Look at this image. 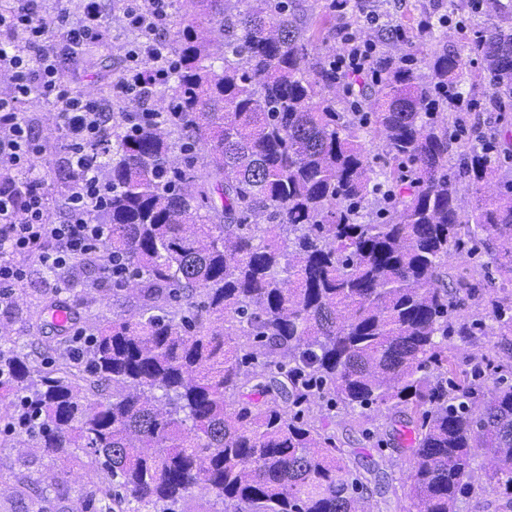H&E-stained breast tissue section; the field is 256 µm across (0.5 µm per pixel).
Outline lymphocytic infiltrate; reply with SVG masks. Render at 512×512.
Returning a JSON list of instances; mask_svg holds the SVG:
<instances>
[{
	"label": "lymphocytic infiltrate",
	"mask_w": 512,
	"mask_h": 512,
	"mask_svg": "<svg viewBox=\"0 0 512 512\" xmlns=\"http://www.w3.org/2000/svg\"><path fill=\"white\" fill-rule=\"evenodd\" d=\"M170 6L171 0H124L127 26L145 38L126 50L128 78L115 86L120 96L139 99L149 81L164 74L161 33L169 23ZM0 31L9 35L0 42V71L11 84L9 94L0 97V306L10 305L33 264L62 286L79 260L95 256L100 283L111 284L114 265L104 246L112 227L93 218L104 211L110 188L89 147L100 141L112 115L96 93L72 92L61 78L64 59L104 40L101 0H83L77 17L63 10L43 13L38 0H11L0 7ZM345 45L336 57L338 73L354 81L374 78V46L352 34ZM34 97L53 105L56 123L66 135L60 163L67 181L58 196L38 168L46 147L37 142L21 110ZM53 197L64 213L57 223L49 219Z\"/></svg>",
	"instance_id": "obj_1"
}]
</instances>
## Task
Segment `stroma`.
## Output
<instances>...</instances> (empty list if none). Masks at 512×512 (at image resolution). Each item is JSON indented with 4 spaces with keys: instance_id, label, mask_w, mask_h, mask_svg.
I'll list each match as a JSON object with an SVG mask.
<instances>
[{
    "instance_id": "obj_1",
    "label": "stroma",
    "mask_w": 512,
    "mask_h": 512,
    "mask_svg": "<svg viewBox=\"0 0 512 512\" xmlns=\"http://www.w3.org/2000/svg\"><path fill=\"white\" fill-rule=\"evenodd\" d=\"M328 0H294L296 9L309 29H321L322 34L313 46V55L339 53L344 49L345 28L364 30L377 45L381 58L398 59L414 53V69L424 73L423 57L435 45L436 37H444L450 45L462 47L471 34L489 23H505L512 27V19H502L491 0H484L481 10H473L470 0H460L458 7H450L448 0H358L357 8L337 14L335 23L324 21ZM109 26V40L114 45L111 58L94 63L70 64L64 72L72 87L94 90L102 85L111 60L123 59L124 45L137 41L138 35L127 27L113 0H102ZM431 18L433 34L420 31L424 18ZM401 27L404 40L389 38L394 27ZM478 64H471L465 74V88L472 94L478 107L461 110L449 124L459 144L457 154H464L470 146L496 143L500 152L512 150V111L501 113L492 109L484 88L473 79ZM100 276L97 265L82 262L76 266V277L64 289L52 288L48 276L31 271L25 284L18 288L10 307L0 308V333L9 347L31 352L37 362L56 363L59 347L58 330L52 323L35 326L27 317L29 309L61 302L76 316L75 331L86 334L112 317L137 315L140 301L137 290L127 296L111 297L96 288ZM317 418L335 437L347 464L366 482L370 491L372 512H399L398 495L410 469L408 444L403 439L404 415L401 408L381 410L368 415L347 413L339 409H322ZM90 458L83 450L72 449L67 462L49 457L30 458L26 442L15 436L0 434V512H80L85 500L93 495L95 486L86 472ZM60 475L69 486L66 497L59 498L47 492L50 477Z\"/></svg>"
}]
</instances>
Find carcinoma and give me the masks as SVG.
<instances>
[{"label": "carcinoma", "mask_w": 512, "mask_h": 512, "mask_svg": "<svg viewBox=\"0 0 512 512\" xmlns=\"http://www.w3.org/2000/svg\"><path fill=\"white\" fill-rule=\"evenodd\" d=\"M189 2L173 68L149 91L168 98L165 119L132 132L124 108L95 148L112 186L95 220L112 225L105 249L124 265L112 293L137 281L140 318L102 325L79 372L0 351L3 429L44 456H91L103 480L83 512H176L197 489L222 512H366L368 486L299 407L402 406L418 425L400 512H458L499 488L487 507L512 512V361L482 355L459 372L448 356L454 338L485 336L512 354V298L463 318L485 289L450 288L442 271L465 236L512 275V180L496 179L487 145L450 171L448 136L474 61L497 107L512 106V29L481 27L462 49L438 40L425 79L385 62L361 89L373 111L338 112L334 55L310 57L292 0ZM241 337L255 349L239 354ZM251 367L268 399L232 402Z\"/></svg>", "instance_id": "cac0c4a2"}]
</instances>
